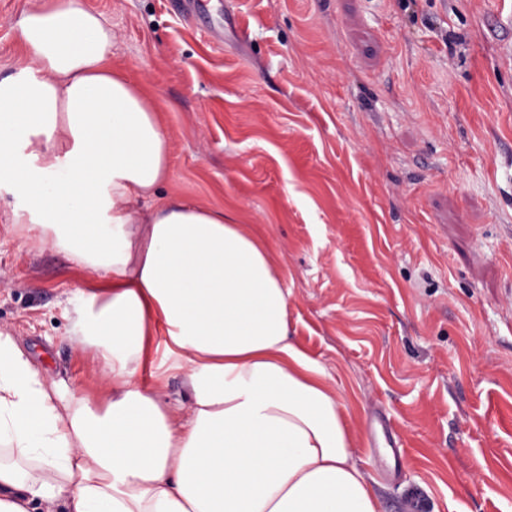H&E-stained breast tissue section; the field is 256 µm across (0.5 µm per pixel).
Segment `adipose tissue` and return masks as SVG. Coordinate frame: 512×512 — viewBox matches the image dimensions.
<instances>
[{"instance_id":"ef3b65f1","label":"adipose tissue","mask_w":512,"mask_h":512,"mask_svg":"<svg viewBox=\"0 0 512 512\" xmlns=\"http://www.w3.org/2000/svg\"><path fill=\"white\" fill-rule=\"evenodd\" d=\"M17 31L0 182L24 201L13 223L97 275L69 300L71 333L111 386L101 406L75 398L0 333V512H381L346 404L290 339L265 242L162 192L168 136L113 70L102 13L28 0Z\"/></svg>"}]
</instances>
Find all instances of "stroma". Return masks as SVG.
<instances>
[{
	"label": "stroma",
	"instance_id": "1",
	"mask_svg": "<svg viewBox=\"0 0 512 512\" xmlns=\"http://www.w3.org/2000/svg\"><path fill=\"white\" fill-rule=\"evenodd\" d=\"M82 2L160 111L164 193L266 243L382 512H512V0H200L220 43L167 0ZM26 6L0 0V78ZM20 204L0 187V332L102 404L65 314L99 280L12 223Z\"/></svg>",
	"mask_w": 512,
	"mask_h": 512
}]
</instances>
